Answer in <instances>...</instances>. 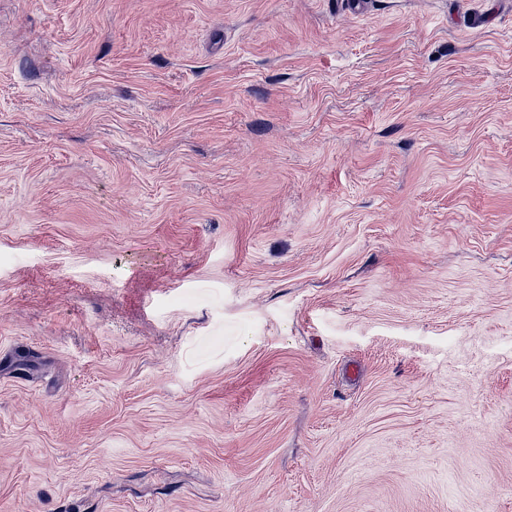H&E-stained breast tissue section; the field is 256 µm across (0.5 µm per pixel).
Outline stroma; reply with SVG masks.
I'll return each instance as SVG.
<instances>
[{"label": "stroma", "mask_w": 512, "mask_h": 512, "mask_svg": "<svg viewBox=\"0 0 512 512\" xmlns=\"http://www.w3.org/2000/svg\"><path fill=\"white\" fill-rule=\"evenodd\" d=\"M0 0V512H512V0Z\"/></svg>", "instance_id": "stroma-1"}]
</instances>
